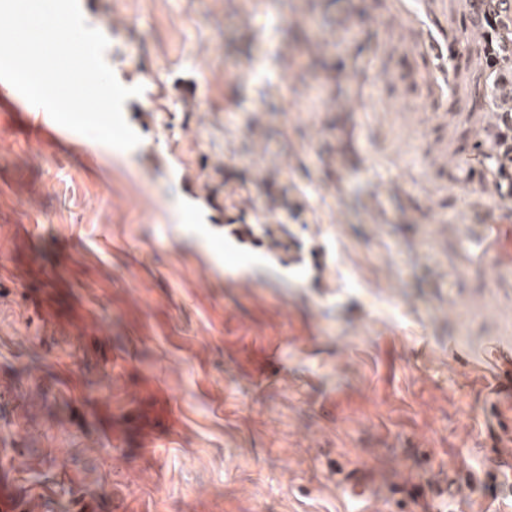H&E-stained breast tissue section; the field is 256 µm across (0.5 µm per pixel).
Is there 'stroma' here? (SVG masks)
<instances>
[{
	"label": "stroma",
	"mask_w": 512,
	"mask_h": 512,
	"mask_svg": "<svg viewBox=\"0 0 512 512\" xmlns=\"http://www.w3.org/2000/svg\"><path fill=\"white\" fill-rule=\"evenodd\" d=\"M125 86L134 149L104 148L0 83V472L13 512H471L512 450L484 375L512 346V261L471 225L512 219L497 111L457 60L425 111L404 21L377 0H81ZM369 84L356 68L375 34ZM248 224L238 239L226 225ZM282 374L263 378L267 357ZM363 483L362 493L350 482Z\"/></svg>",
	"instance_id": "1"
}]
</instances>
